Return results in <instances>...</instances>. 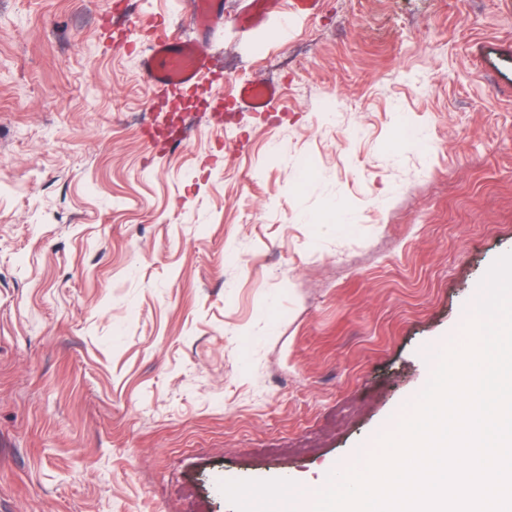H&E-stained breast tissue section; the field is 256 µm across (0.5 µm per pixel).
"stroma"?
<instances>
[{
	"mask_svg": "<svg viewBox=\"0 0 512 512\" xmlns=\"http://www.w3.org/2000/svg\"><path fill=\"white\" fill-rule=\"evenodd\" d=\"M240 6L210 75L155 92L139 52L160 19L192 35L190 0H0V512L324 480L512 252V0H320L251 33ZM279 96V88L272 84L244 82L237 89L241 108L251 112H266Z\"/></svg>",
	"mask_w": 512,
	"mask_h": 512,
	"instance_id": "1",
	"label": "stroma"
}]
</instances>
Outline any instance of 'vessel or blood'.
Segmentation results:
<instances>
[{
	"mask_svg": "<svg viewBox=\"0 0 512 512\" xmlns=\"http://www.w3.org/2000/svg\"><path fill=\"white\" fill-rule=\"evenodd\" d=\"M319 3L320 0H288V11L283 14L277 0H244L236 24L245 32L263 27L274 16L285 24L292 16L313 14ZM193 25V36L161 34L140 55L142 74L153 87L187 89L209 72L212 60L206 44L224 27V0H201ZM279 96V88L272 84L245 82L237 89L241 108L251 112L267 111Z\"/></svg>",
	"mask_w": 512,
	"mask_h": 512,
	"instance_id": "obj_1",
	"label": "vessel or blood"
}]
</instances>
